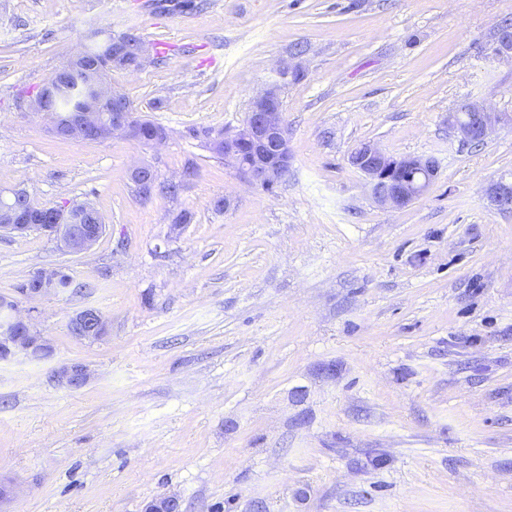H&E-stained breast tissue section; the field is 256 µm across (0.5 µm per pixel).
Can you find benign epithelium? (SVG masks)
I'll list each match as a JSON object with an SVG mask.
<instances>
[{
    "label": "benign epithelium",
    "mask_w": 512,
    "mask_h": 512,
    "mask_svg": "<svg viewBox=\"0 0 512 512\" xmlns=\"http://www.w3.org/2000/svg\"><path fill=\"white\" fill-rule=\"evenodd\" d=\"M119 37L112 39V50L103 56V62L89 71L93 92L86 98L81 112L66 119L52 117V132L58 136L80 140L92 134L104 139L116 135L141 142L159 145L167 136L149 124L134 126L123 117L111 114V102L118 93L108 81L111 69L117 67L136 70L145 62V50L138 52L137 63L122 57ZM512 118L503 112L476 100L460 105V111L450 113L448 122L465 142H485L496 127ZM216 141L224 146V164L232 167L245 182L261 187L271 185L288 171L292 161L288 127L283 119V101L280 89L270 85L257 92L252 100L244 125L233 133L218 136ZM349 162L366 179L371 198L384 208L400 209L428 191L439 172V161L426 155H410L399 159L386 154L372 144L357 146L349 156ZM9 202L0 207V231L22 233L28 225L20 218L18 200L31 199L24 188L7 192ZM491 201L499 208L512 206V183L500 180L490 187ZM73 206L58 207L53 211V223L42 226L55 239L59 249L77 254L92 247L105 231L103 224H71ZM57 269L35 274L22 296L33 300L54 289L59 283ZM18 302L14 298L0 299V345L6 359L18 353L28 359H44L49 346L43 337L34 333L30 324L16 315ZM71 330L81 339H97L106 333V323L100 312L84 307L69 321ZM58 383L70 390L83 387L88 379L87 369L81 364L63 365L55 372Z\"/></svg>",
    "instance_id": "1"
}]
</instances>
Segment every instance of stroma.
<instances>
[{"label": "stroma", "instance_id": "obj_1", "mask_svg": "<svg viewBox=\"0 0 512 512\" xmlns=\"http://www.w3.org/2000/svg\"><path fill=\"white\" fill-rule=\"evenodd\" d=\"M152 2L0 0V190L106 226L79 255L0 236V296L54 268L81 287L20 302L51 355L0 361V512H512V208L489 197L512 123L479 145L448 125L469 99L512 114L491 52L512 0ZM126 32L146 61L109 81L166 142L53 134L38 90ZM271 84L292 162L267 190L208 141ZM363 143L439 176L381 207L349 164ZM84 306L101 338L71 334ZM72 363L75 391L54 378ZM58 383L70 390L83 387L88 379L87 369L81 364L63 365L55 372Z\"/></svg>", "mask_w": 512, "mask_h": 512}]
</instances>
